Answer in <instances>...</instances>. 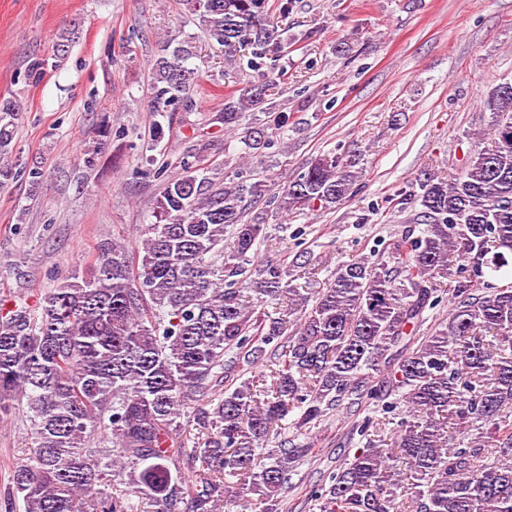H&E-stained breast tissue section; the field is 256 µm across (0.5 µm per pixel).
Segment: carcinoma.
<instances>
[{"instance_id": "cac0c4a2", "label": "carcinoma", "mask_w": 512, "mask_h": 512, "mask_svg": "<svg viewBox=\"0 0 512 512\" xmlns=\"http://www.w3.org/2000/svg\"><path fill=\"white\" fill-rule=\"evenodd\" d=\"M224 60L263 82L226 85L220 119L236 134L248 113L271 112L267 92L286 75L279 61L295 38L271 23L294 0H184ZM76 32L54 46L63 58ZM196 46L164 41L152 60L147 111L192 102ZM491 147L448 179L427 167L396 194L411 210L383 251L336 269L311 299L291 267L254 264L270 219L342 204L362 177L352 149L308 161L267 196L253 159L274 141L252 127L224 183L185 160L140 229L141 248L120 242L32 306L0 310V415L26 403L32 449L7 495L23 512H78L76 500L106 470L131 493H106L90 512H218L253 495L251 512H279L281 494L308 443L269 442L273 427L300 431L342 405H372L357 426L362 448L314 494L319 512H512V80L490 88ZM0 99V187L16 109ZM270 208L255 210L263 197ZM288 295V312L245 299ZM449 303L448 317L426 313ZM265 362L271 383L243 378ZM193 409L201 437L173 455L168 442ZM400 412L393 433L387 416ZM410 490V496L398 493Z\"/></svg>"}]
</instances>
